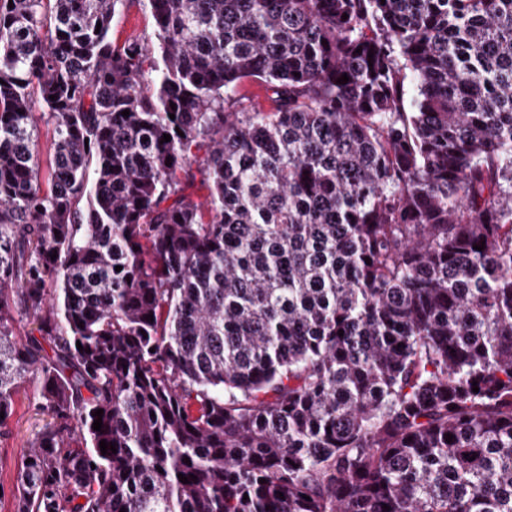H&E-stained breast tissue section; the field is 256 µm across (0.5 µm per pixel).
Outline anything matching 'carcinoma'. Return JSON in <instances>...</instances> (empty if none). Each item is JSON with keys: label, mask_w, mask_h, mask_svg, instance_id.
Segmentation results:
<instances>
[{"label": "carcinoma", "mask_w": 512, "mask_h": 512, "mask_svg": "<svg viewBox=\"0 0 512 512\" xmlns=\"http://www.w3.org/2000/svg\"><path fill=\"white\" fill-rule=\"evenodd\" d=\"M121 2L0 0L14 512H512V0ZM154 21L142 0H123L112 19L110 35L118 44L129 38H153ZM237 102L233 110L245 112H272L275 104L271 92L266 91L265 84L255 80H244L238 88ZM34 112H36L38 119L36 135L41 168V188L43 191H47L50 186L47 178L53 160V125L46 116H41L40 113L43 112V108L38 99L35 101ZM44 420L45 416L38 409L32 388L29 387L26 393L22 392L16 398L14 414L8 420L9 435L2 439L0 447V484L4 487L0 512H11L13 508L11 489L15 482L17 462Z\"/></svg>", "instance_id": "carcinoma-1"}]
</instances>
